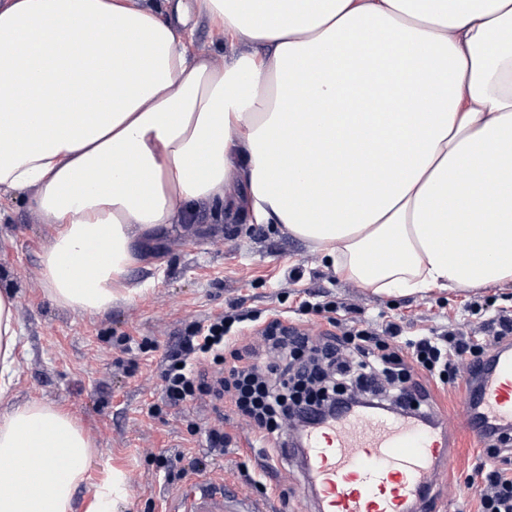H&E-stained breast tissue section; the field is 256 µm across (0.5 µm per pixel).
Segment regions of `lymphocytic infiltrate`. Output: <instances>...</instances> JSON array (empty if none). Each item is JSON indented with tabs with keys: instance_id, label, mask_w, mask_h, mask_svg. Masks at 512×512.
Listing matches in <instances>:
<instances>
[{
	"instance_id": "obj_1",
	"label": "lymphocytic infiltrate",
	"mask_w": 512,
	"mask_h": 512,
	"mask_svg": "<svg viewBox=\"0 0 512 512\" xmlns=\"http://www.w3.org/2000/svg\"><path fill=\"white\" fill-rule=\"evenodd\" d=\"M327 314L332 330L313 334L280 315L259 321L242 309L193 323L185 335L169 345L161 361V397L151 415H179L186 403L208 401L217 421L191 434L203 435L212 455L224 453L227 436L225 410L249 420L260 438L287 454L292 429L335 417L340 409L397 411L430 417L429 396L423 381L453 385L460 363L477 368V358L501 341L512 338V315L499 312L482 325V342L461 324L397 345L401 328H345L336 317L338 307L328 301L314 305ZM258 323L251 344L237 347V324ZM234 346V362L225 365L224 350ZM502 454L490 444L486 461L466 479L477 512H512V473L501 468Z\"/></svg>"
}]
</instances>
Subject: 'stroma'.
Masks as SVG:
<instances>
[{
	"mask_svg": "<svg viewBox=\"0 0 512 512\" xmlns=\"http://www.w3.org/2000/svg\"><path fill=\"white\" fill-rule=\"evenodd\" d=\"M27 192L0 195V289L17 299L22 356L8 404L53 403L77 417L99 451L89 468L98 483L115 467L135 477L114 512H170L181 490L196 479L193 460L213 468L225 483L256 501L264 512H299L304 484L295 463L276 459L275 486L261 493L262 448H240L248 422L231 416L224 430L230 442L211 458L204 439L187 424L212 422L203 401L187 403L178 416H151L161 391L160 362L176 336L195 321L233 305L255 311L290 310L314 333L329 331L326 320L303 311L302 303L336 301L349 306V320L398 323L412 338L448 320H473V305H493L512 313V281L471 291L433 290L425 294L378 295L340 276L303 240L273 224H250L243 215L215 218L208 205L196 207V220L176 224L144 241L132 284L142 293L113 303L95 315L55 303L42 286L40 255L49 225L30 210ZM465 382L432 388L441 407L440 427L455 441L453 459L434 487L439 512H475L472 494H458L469 474L485 460L487 444L465 433ZM177 461L173 473L156 468L153 456Z\"/></svg>",
	"mask_w": 512,
	"mask_h": 512,
	"instance_id": "stroma-1",
	"label": "stroma"
}]
</instances>
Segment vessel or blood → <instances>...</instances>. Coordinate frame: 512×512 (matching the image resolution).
I'll list each match as a JSON object with an SVG mask.
<instances>
[{
    "label": "vessel or blood",
    "instance_id": "vessel-or-blood-1",
    "mask_svg": "<svg viewBox=\"0 0 512 512\" xmlns=\"http://www.w3.org/2000/svg\"><path fill=\"white\" fill-rule=\"evenodd\" d=\"M467 430L512 431V345H501L468 378ZM451 443L445 433L402 417L347 413L309 431L303 451L314 512H433L434 480ZM229 489L202 486L178 512H224Z\"/></svg>",
    "mask_w": 512,
    "mask_h": 512
}]
</instances>
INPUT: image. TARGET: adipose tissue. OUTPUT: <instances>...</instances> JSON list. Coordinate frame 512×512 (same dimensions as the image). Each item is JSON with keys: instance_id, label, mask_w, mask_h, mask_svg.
<instances>
[{"instance_id": "obj_1", "label": "adipose tissue", "mask_w": 512, "mask_h": 512, "mask_svg": "<svg viewBox=\"0 0 512 512\" xmlns=\"http://www.w3.org/2000/svg\"><path fill=\"white\" fill-rule=\"evenodd\" d=\"M195 16L224 65L191 51ZM1 189L51 224L43 286L89 316L133 299L139 241L203 203L377 293L502 285L512 0H0ZM18 342L3 288L0 399ZM96 453L70 413L12 407L0 512H74Z\"/></svg>"}]
</instances>
